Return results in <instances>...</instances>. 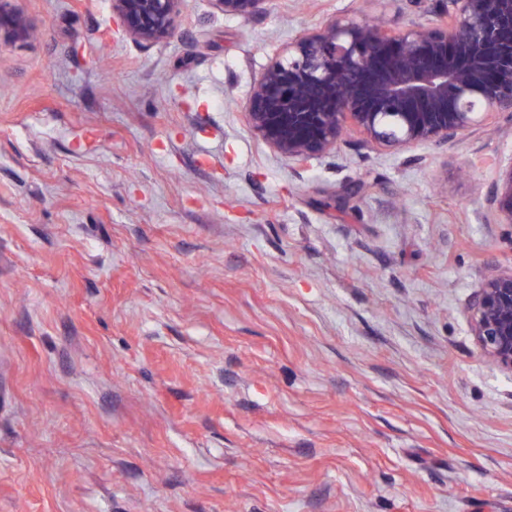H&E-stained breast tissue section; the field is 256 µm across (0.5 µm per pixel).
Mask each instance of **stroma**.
<instances>
[{
    "label": "stroma",
    "mask_w": 512,
    "mask_h": 512,
    "mask_svg": "<svg viewBox=\"0 0 512 512\" xmlns=\"http://www.w3.org/2000/svg\"><path fill=\"white\" fill-rule=\"evenodd\" d=\"M0 46V512H512V375L467 308L512 229V125L356 136L300 168L254 80L332 17L432 0H185L164 42L109 0H18ZM16 0L0 1V45L5 36L8 38L26 37L32 35L31 28L27 25L24 17L14 5ZM2 31L4 34L2 35ZM224 15L250 20L266 10L270 0H212ZM487 202L495 212L498 223L507 224L512 229V155L499 162L497 177Z\"/></svg>",
    "instance_id": "obj_1"
}]
</instances>
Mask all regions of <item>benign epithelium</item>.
I'll list each match as a JSON object with an SVG mask.
<instances>
[{
    "label": "benign epithelium",
    "instance_id": "obj_1",
    "mask_svg": "<svg viewBox=\"0 0 512 512\" xmlns=\"http://www.w3.org/2000/svg\"><path fill=\"white\" fill-rule=\"evenodd\" d=\"M0 0V40L32 35L14 5ZM247 21L270 0H213ZM442 23L390 33L367 22L332 18L272 58L246 107L250 129L300 164L336 147L351 130L366 148L446 144L483 119L512 120V0H435ZM184 0H111L128 39L166 40ZM487 202L512 228V156L498 164ZM485 357L512 374V266L496 268L468 310Z\"/></svg>",
    "mask_w": 512,
    "mask_h": 512
}]
</instances>
